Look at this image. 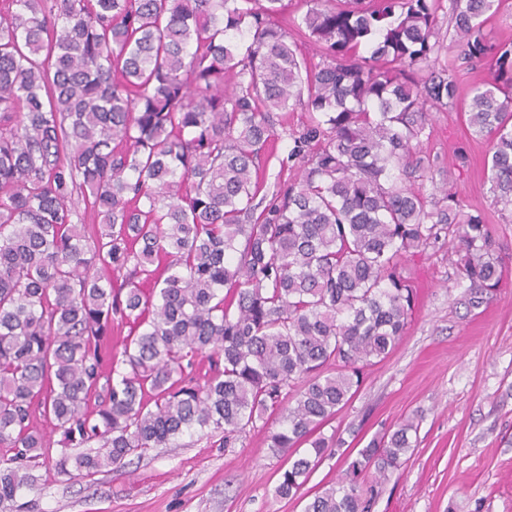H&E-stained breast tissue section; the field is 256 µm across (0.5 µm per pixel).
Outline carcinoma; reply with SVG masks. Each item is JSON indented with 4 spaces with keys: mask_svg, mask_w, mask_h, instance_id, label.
I'll use <instances>...</instances> for the list:
<instances>
[{
    "mask_svg": "<svg viewBox=\"0 0 512 512\" xmlns=\"http://www.w3.org/2000/svg\"><path fill=\"white\" fill-rule=\"evenodd\" d=\"M291 5L0 0V512L50 447L39 418L98 446L55 461L86 477L185 434L264 431L291 499L342 445L321 427L406 333L402 262L446 232L476 303L498 288L485 211L417 146L432 109L457 108L512 222V42L487 30L504 0ZM298 108L278 155L274 114ZM417 431L373 438L304 512H368L359 476L400 467Z\"/></svg>",
    "mask_w": 512,
    "mask_h": 512,
    "instance_id": "1",
    "label": "carcinoma"
}]
</instances>
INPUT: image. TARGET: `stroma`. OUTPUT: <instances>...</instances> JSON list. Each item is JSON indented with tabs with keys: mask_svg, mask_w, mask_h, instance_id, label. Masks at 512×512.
I'll return each instance as SVG.
<instances>
[{
	"mask_svg": "<svg viewBox=\"0 0 512 512\" xmlns=\"http://www.w3.org/2000/svg\"><path fill=\"white\" fill-rule=\"evenodd\" d=\"M467 161L455 165L458 150ZM487 142L460 112H432L422 154L448 164V188L465 204L488 208ZM505 265L498 291L479 306L457 272L458 252L440 236L408 258L404 277L418 288L407 333L368 368L352 399L322 428L344 443L312 472L300 496L275 498L288 466L253 432L236 447L219 438L182 436L125 466L70 478L33 464L36 482L23 490L29 512H304L322 486L337 481L375 435L417 417V446L385 479L366 475L360 489L370 512H512V224L491 216Z\"/></svg>",
	"mask_w": 512,
	"mask_h": 512,
	"instance_id": "1",
	"label": "stroma"
}]
</instances>
